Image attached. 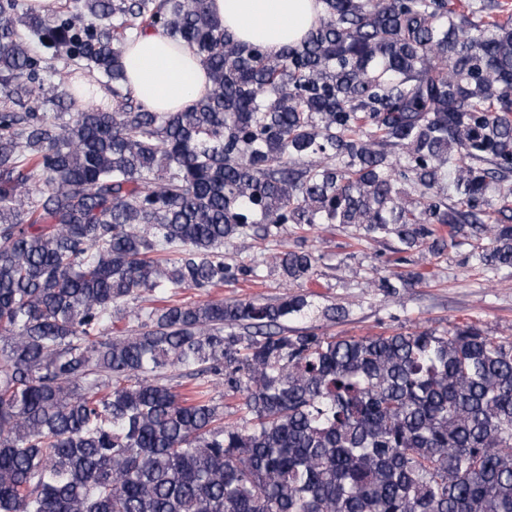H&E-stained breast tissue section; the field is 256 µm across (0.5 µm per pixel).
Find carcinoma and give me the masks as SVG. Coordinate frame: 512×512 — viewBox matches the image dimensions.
<instances>
[{
	"instance_id": "obj_1",
	"label": "carcinoma",
	"mask_w": 512,
	"mask_h": 512,
	"mask_svg": "<svg viewBox=\"0 0 512 512\" xmlns=\"http://www.w3.org/2000/svg\"><path fill=\"white\" fill-rule=\"evenodd\" d=\"M320 2L271 56L208 0H0V512H512L511 340L288 335L336 318L310 294L122 308L262 263L308 282L310 251L224 262L290 226L434 254L481 234L475 264L512 268V5ZM156 29L206 67L189 111L125 90L124 45ZM279 243L263 241L253 235H243L232 238L224 243V262L236 264L248 262L251 258L264 257L275 252Z\"/></svg>"
}]
</instances>
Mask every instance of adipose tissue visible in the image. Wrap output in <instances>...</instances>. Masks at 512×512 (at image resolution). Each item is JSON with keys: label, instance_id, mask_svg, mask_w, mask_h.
<instances>
[{"label": "adipose tissue", "instance_id": "adipose-tissue-1", "mask_svg": "<svg viewBox=\"0 0 512 512\" xmlns=\"http://www.w3.org/2000/svg\"><path fill=\"white\" fill-rule=\"evenodd\" d=\"M210 10L243 42L278 54L298 43L318 14L317 0H210ZM127 89L154 112L190 109L204 94L208 78L200 59L170 42L160 30L141 34L124 47Z\"/></svg>", "mask_w": 512, "mask_h": 512}]
</instances>
